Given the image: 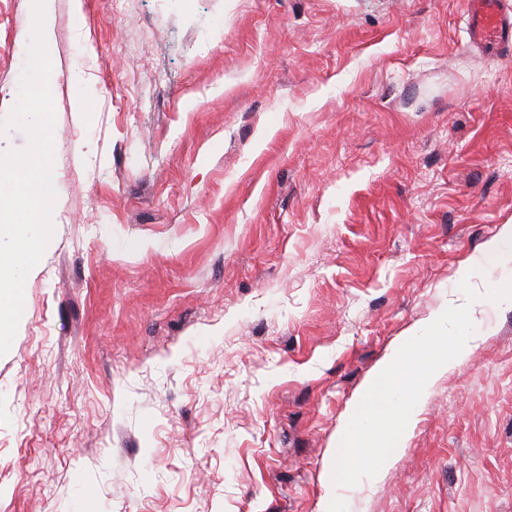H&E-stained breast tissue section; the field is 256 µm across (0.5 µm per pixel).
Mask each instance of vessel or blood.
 I'll return each instance as SVG.
<instances>
[{
	"mask_svg": "<svg viewBox=\"0 0 512 512\" xmlns=\"http://www.w3.org/2000/svg\"><path fill=\"white\" fill-rule=\"evenodd\" d=\"M471 40L493 51L512 49V0H469Z\"/></svg>",
	"mask_w": 512,
	"mask_h": 512,
	"instance_id": "obj_1",
	"label": "vessel or blood"
}]
</instances>
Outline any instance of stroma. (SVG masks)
I'll use <instances>...</instances> for the list:
<instances>
[{
	"mask_svg": "<svg viewBox=\"0 0 512 512\" xmlns=\"http://www.w3.org/2000/svg\"><path fill=\"white\" fill-rule=\"evenodd\" d=\"M53 0L55 234L0 357V512H319L367 380L512 225L467 0ZM29 0H0V119ZM85 99L86 111L76 109ZM512 264L353 512H512Z\"/></svg>",
	"mask_w": 512,
	"mask_h": 512,
	"instance_id": "35a3bbf8",
	"label": "stroma"
}]
</instances>
